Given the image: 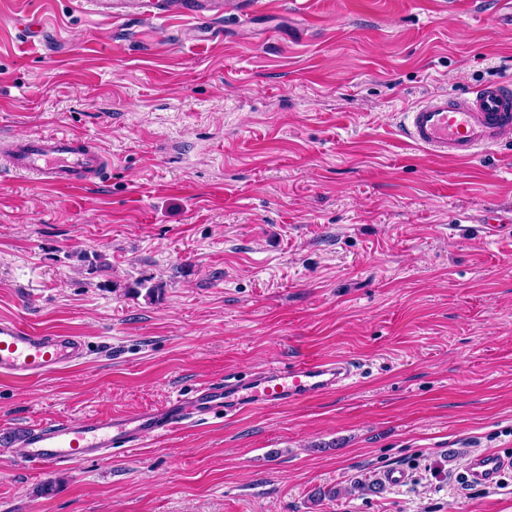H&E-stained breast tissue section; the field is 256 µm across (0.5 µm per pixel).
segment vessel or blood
Wrapping results in <instances>:
<instances>
[{
	"label": "vessel or blood",
	"instance_id": "obj_1",
	"mask_svg": "<svg viewBox=\"0 0 512 512\" xmlns=\"http://www.w3.org/2000/svg\"><path fill=\"white\" fill-rule=\"evenodd\" d=\"M79 8L115 21L196 19L207 38L219 37L216 19L227 13L226 0H76ZM404 134L431 154L467 163L479 150L494 146L512 130V83L490 81L464 94L432 95L401 114ZM0 153L15 173L30 176L57 192H70L100 180L109 161L92 139L67 131L23 135L0 141ZM85 355L79 333L50 330L0 319V379L29 383L72 366ZM354 371L351 363L311 359L249 381H227L199 389L192 402L176 397L129 417L103 415L82 421L60 419L32 428L25 442L27 459L40 466L75 463L131 446L139 438L172 428L191 417L219 410L239 413L262 403L278 407L342 386ZM512 458L497 452L473 456L462 475L467 483L491 484Z\"/></svg>",
	"mask_w": 512,
	"mask_h": 512
}]
</instances>
